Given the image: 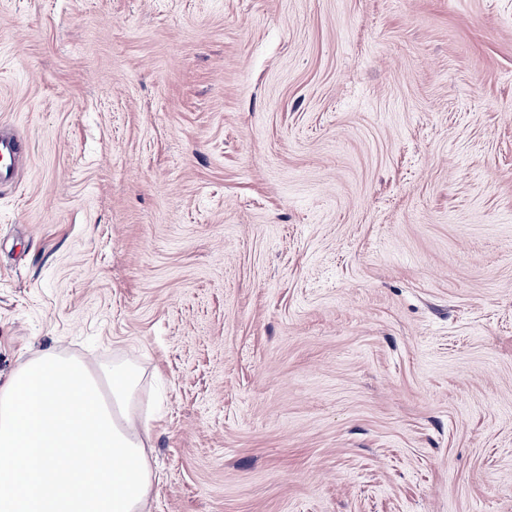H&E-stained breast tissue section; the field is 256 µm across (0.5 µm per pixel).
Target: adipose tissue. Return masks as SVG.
Returning a JSON list of instances; mask_svg holds the SVG:
<instances>
[{
	"label": "adipose tissue",
	"instance_id": "adipose-tissue-1",
	"mask_svg": "<svg viewBox=\"0 0 512 512\" xmlns=\"http://www.w3.org/2000/svg\"><path fill=\"white\" fill-rule=\"evenodd\" d=\"M129 363L38 352L0 384V512H149L152 440Z\"/></svg>",
	"mask_w": 512,
	"mask_h": 512
}]
</instances>
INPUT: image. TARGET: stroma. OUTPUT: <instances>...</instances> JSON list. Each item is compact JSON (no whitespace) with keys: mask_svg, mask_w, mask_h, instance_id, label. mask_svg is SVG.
Here are the masks:
<instances>
[{"mask_svg":"<svg viewBox=\"0 0 512 512\" xmlns=\"http://www.w3.org/2000/svg\"><path fill=\"white\" fill-rule=\"evenodd\" d=\"M0 382L134 358L150 512H512V0H0ZM27 149V144L17 135L7 130L0 131V187L14 182Z\"/></svg>","mask_w":512,"mask_h":512,"instance_id":"stroma-1","label":"stroma"}]
</instances>
